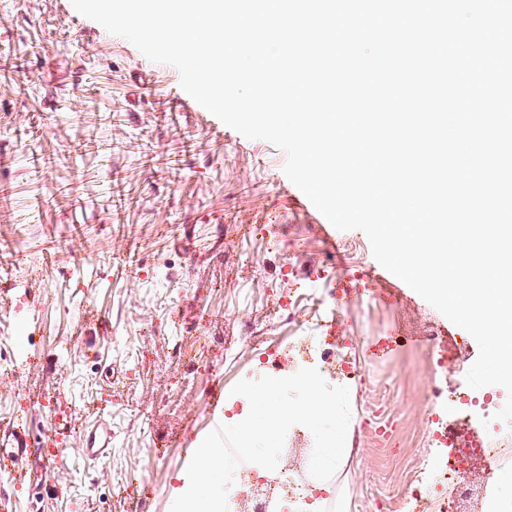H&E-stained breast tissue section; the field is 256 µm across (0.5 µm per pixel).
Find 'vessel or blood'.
Listing matches in <instances>:
<instances>
[{
  "label": "vessel or blood",
  "mask_w": 512,
  "mask_h": 512,
  "mask_svg": "<svg viewBox=\"0 0 512 512\" xmlns=\"http://www.w3.org/2000/svg\"><path fill=\"white\" fill-rule=\"evenodd\" d=\"M82 460L93 461L107 458L116 444L117 434L107 415L100 414L81 430L79 435ZM34 436L28 426L16 421L0 425V471L9 473L15 483L49 481L47 469L33 460Z\"/></svg>",
  "instance_id": "b4317fda"
}]
</instances>
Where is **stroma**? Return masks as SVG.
<instances>
[{
    "label": "stroma",
    "mask_w": 512,
    "mask_h": 512,
    "mask_svg": "<svg viewBox=\"0 0 512 512\" xmlns=\"http://www.w3.org/2000/svg\"><path fill=\"white\" fill-rule=\"evenodd\" d=\"M187 98L175 67L71 0H0V358L12 363L0 370V423L67 434L63 453L35 450L55 461L54 484L0 482V512H172L170 484L224 422L212 393L260 373L268 350L294 372L286 342L300 322L265 319L309 286L311 267L322 288L369 283L321 311L338 314L370 382L460 377L454 342L468 332L382 275L363 231L328 226L284 174L281 149ZM383 336L397 345L373 358ZM335 399L347 453L324 512H362L374 477L399 485L422 465L423 407L410 396L388 446L360 424L362 390L341 386ZM98 411L118 439L88 463L79 432Z\"/></svg>",
    "instance_id": "stroma-1"
}]
</instances>
